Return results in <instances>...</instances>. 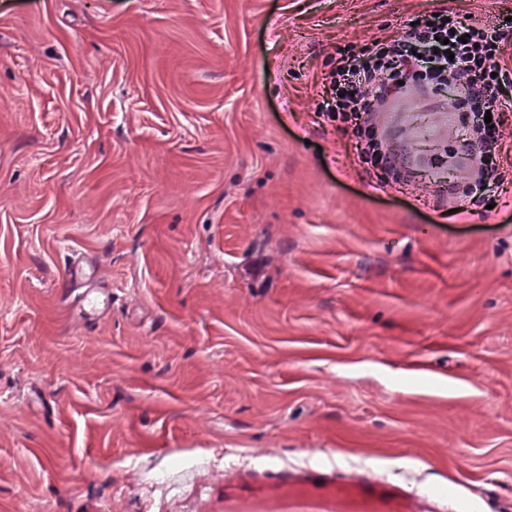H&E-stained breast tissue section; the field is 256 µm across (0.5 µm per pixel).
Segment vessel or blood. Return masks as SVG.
I'll use <instances>...</instances> for the list:
<instances>
[{
  "label": "vessel or blood",
  "mask_w": 512,
  "mask_h": 512,
  "mask_svg": "<svg viewBox=\"0 0 512 512\" xmlns=\"http://www.w3.org/2000/svg\"><path fill=\"white\" fill-rule=\"evenodd\" d=\"M80 285L75 305L81 319H104L112 291L99 282L94 264L76 257L66 268ZM223 512H428L422 499L402 485L336 470H266L246 478L224 476Z\"/></svg>",
  "instance_id": "obj_1"
}]
</instances>
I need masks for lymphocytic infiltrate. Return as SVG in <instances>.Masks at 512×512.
<instances>
[{
  "label": "lymphocytic infiltrate",
  "instance_id": "obj_1",
  "mask_svg": "<svg viewBox=\"0 0 512 512\" xmlns=\"http://www.w3.org/2000/svg\"><path fill=\"white\" fill-rule=\"evenodd\" d=\"M504 39L499 27L476 23L440 2L424 20L374 39L363 52L337 49L324 77L330 96L321 109L332 120L350 124L354 134L364 135L362 153L367 157L378 145L373 132L362 128L365 116L405 88L426 81L461 85L469 90L475 111L496 110L503 91L512 89V56L502 48ZM472 134L480 151L467 195L476 203L497 173L492 157L498 138L483 122L474 124Z\"/></svg>",
  "mask_w": 512,
  "mask_h": 512
}]
</instances>
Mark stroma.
<instances>
[{"label":"stroma","instance_id":"35a3bbf8","mask_svg":"<svg viewBox=\"0 0 512 512\" xmlns=\"http://www.w3.org/2000/svg\"><path fill=\"white\" fill-rule=\"evenodd\" d=\"M512 50V0H454ZM431 0H0V512H204L224 471L512 502V100L428 88L365 159L328 56ZM79 251L112 289L64 316Z\"/></svg>","mask_w":512,"mask_h":512}]
</instances>
